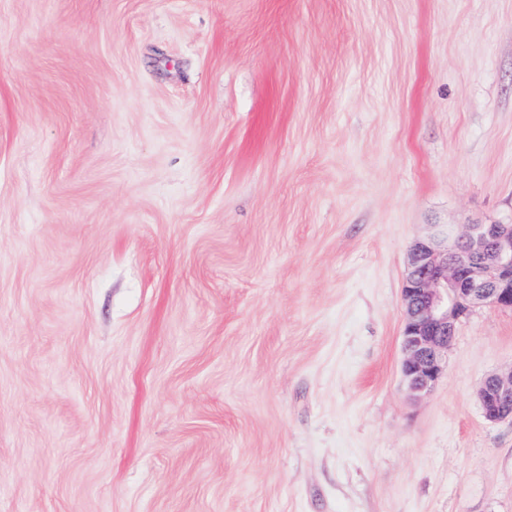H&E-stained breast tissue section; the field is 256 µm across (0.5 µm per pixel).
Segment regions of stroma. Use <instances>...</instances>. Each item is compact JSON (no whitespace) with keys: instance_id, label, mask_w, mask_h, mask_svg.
I'll list each match as a JSON object with an SVG mask.
<instances>
[{"instance_id":"stroma-1","label":"stroma","mask_w":512,"mask_h":512,"mask_svg":"<svg viewBox=\"0 0 512 512\" xmlns=\"http://www.w3.org/2000/svg\"><path fill=\"white\" fill-rule=\"evenodd\" d=\"M449 224H512V0H0V512H512V310L401 375ZM478 401L485 420L512 419V367L489 374L478 389Z\"/></svg>"}]
</instances>
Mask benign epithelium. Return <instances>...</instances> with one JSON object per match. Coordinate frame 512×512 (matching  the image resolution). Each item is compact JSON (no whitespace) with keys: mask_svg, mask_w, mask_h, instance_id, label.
Listing matches in <instances>:
<instances>
[{"mask_svg":"<svg viewBox=\"0 0 512 512\" xmlns=\"http://www.w3.org/2000/svg\"><path fill=\"white\" fill-rule=\"evenodd\" d=\"M402 374L412 393L436 385L459 321L479 307L512 309V224H464L411 246L402 288ZM485 420L512 419V367L478 389Z\"/></svg>","mask_w":512,"mask_h":512,"instance_id":"1","label":"benign epithelium"}]
</instances>
